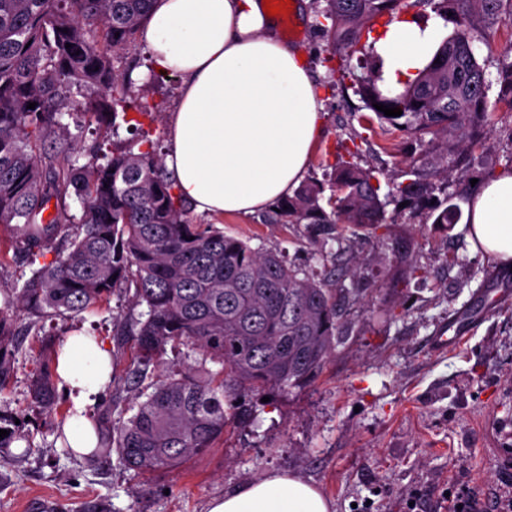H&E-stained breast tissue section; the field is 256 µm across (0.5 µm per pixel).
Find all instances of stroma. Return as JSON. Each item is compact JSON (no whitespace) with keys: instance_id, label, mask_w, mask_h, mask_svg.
Returning <instances> with one entry per match:
<instances>
[{"instance_id":"1","label":"stroma","mask_w":512,"mask_h":512,"mask_svg":"<svg viewBox=\"0 0 512 512\" xmlns=\"http://www.w3.org/2000/svg\"><path fill=\"white\" fill-rule=\"evenodd\" d=\"M277 36L293 26L321 87L324 134L308 175L325 180L339 161L373 169L385 201V222L373 238L347 229L342 242L322 241L307 224H273L267 212L223 215L216 224L252 247L283 251L319 273L345 271L361 290L343 316L346 339L323 373L286 395L246 393L251 415L229 420L215 447L179 468L138 474L118 452L89 456L68 450L58 435L72 402L59 393L52 416L32 404L29 384L40 368L42 344L59 345L73 328L86 329L112 353V381L86 412L100 431L130 417L140 392L126 375L137 357L135 336L121 332L138 315L125 292L79 314L40 319L9 311L20 336L14 370L0 384V410L19 419L25 440L0 456V512H206L209 499L271 471L312 480L335 512H453L451 495L475 496L495 512L512 490L498 449L512 445V269L471 254L459 225L441 230L429 208L402 206L398 191L409 162L426 167L438 139L396 129H369L358 88L374 65L372 34L331 52L315 27L311 0H292ZM512 47V22L480 26L472 42L487 83L491 124L448 177L435 178L433 196L463 205L472 180L512 169V109L498 101L500 66ZM134 108L171 111L179 76L150 68L145 41L129 51ZM418 267L421 275L408 278ZM458 324L462 340L442 349L437 339Z\"/></svg>"}]
</instances>
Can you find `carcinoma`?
Masks as SVG:
<instances>
[{
  "label": "carcinoma",
  "instance_id": "cac0c4a2",
  "mask_svg": "<svg viewBox=\"0 0 512 512\" xmlns=\"http://www.w3.org/2000/svg\"><path fill=\"white\" fill-rule=\"evenodd\" d=\"M315 8V26L329 33L331 49L360 39L365 21L406 8L404 0H325ZM434 4L454 32L433 59L403 88L380 87V69L362 85L366 108L380 126L412 135L449 134L434 164L448 171V157L471 140L487 121L483 69L471 41L479 19H512V0H422ZM151 0H0V224L10 228V246L31 257L44 255L52 238L61 249L32 270L21 287L0 285V382L11 372L15 329L3 310L24 306L39 316L77 314L134 286L132 300L145 306L138 325V363L147 365L167 351L191 343L203 363L189 366L153 386L136 412L99 438L98 447L117 449L138 472L176 468L214 447L228 417L224 398L240 389L287 394L312 382L343 343L342 305L359 300L346 288L288 262L277 250L253 248L214 224L190 217V207L166 177L158 144L142 134L134 118L128 130L138 149L93 157L79 164L83 125L73 117L67 93L93 90L85 115L102 134L115 127L117 108L127 111L132 71L115 67L130 51L145 24ZM440 62H435V59ZM500 100L512 108V61L500 67ZM389 100L402 114L373 107ZM35 108H28V104ZM399 192L417 208L429 204L418 169L410 166ZM376 176L348 161L334 167V199L326 211L325 184L302 183L272 212V221L313 224L324 240H336L346 223L375 230L384 223L385 202ZM73 190L84 204L80 224L62 211L45 215L51 198ZM434 223L454 224V205H432ZM42 351V369L30 384L32 403L53 409L57 389ZM0 411V451L25 438Z\"/></svg>",
  "mask_w": 512,
  "mask_h": 512
}]
</instances>
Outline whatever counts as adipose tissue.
Returning a JSON list of instances; mask_svg holds the SVG:
<instances>
[{
  "label": "adipose tissue",
  "instance_id": "ef3b65f1",
  "mask_svg": "<svg viewBox=\"0 0 512 512\" xmlns=\"http://www.w3.org/2000/svg\"><path fill=\"white\" fill-rule=\"evenodd\" d=\"M141 34L152 68L178 75L164 166L196 213L254 214L291 195L323 131L320 88L304 52L277 39L260 0H153ZM438 27L394 20L376 50L385 83L415 78L436 49ZM472 253L512 268V170L478 180L467 194ZM108 348L75 329L55 373L73 400L63 424L82 455L98 445L85 405L109 381ZM208 512H333L317 486L278 471L212 499Z\"/></svg>",
  "mask_w": 512,
  "mask_h": 512
}]
</instances>
